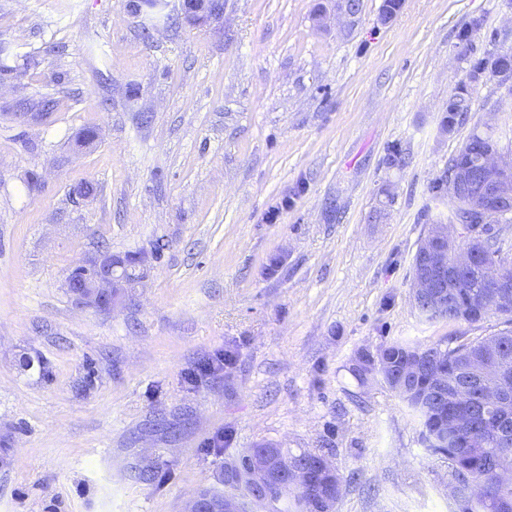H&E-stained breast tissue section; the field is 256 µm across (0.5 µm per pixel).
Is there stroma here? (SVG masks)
Listing matches in <instances>:
<instances>
[{
	"instance_id": "stroma-1",
	"label": "stroma",
	"mask_w": 512,
	"mask_h": 512,
	"mask_svg": "<svg viewBox=\"0 0 512 512\" xmlns=\"http://www.w3.org/2000/svg\"><path fill=\"white\" fill-rule=\"evenodd\" d=\"M383 5L224 0L205 27L179 0H0V512H181L262 441L326 454L336 512H454L447 460L350 368L503 327L425 320L411 281L449 158L487 121L512 149L494 80L440 130L472 56L512 49V0H402L387 22ZM84 128L99 137L74 150ZM103 246L162 251L106 311L65 286Z\"/></svg>"
}]
</instances>
